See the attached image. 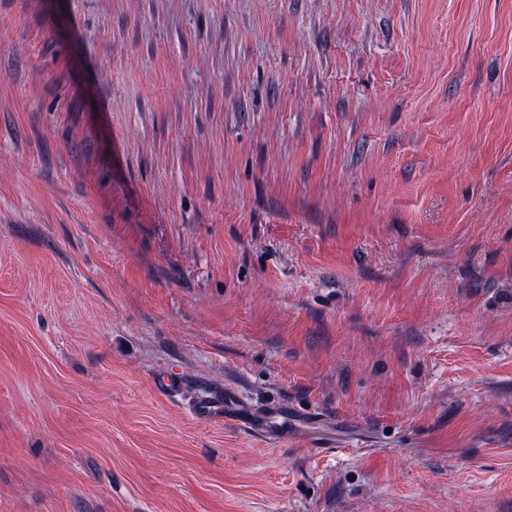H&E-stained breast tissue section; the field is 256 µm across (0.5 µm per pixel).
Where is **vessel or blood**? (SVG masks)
I'll return each mask as SVG.
<instances>
[{
  "label": "vessel or blood",
  "mask_w": 512,
  "mask_h": 512,
  "mask_svg": "<svg viewBox=\"0 0 512 512\" xmlns=\"http://www.w3.org/2000/svg\"><path fill=\"white\" fill-rule=\"evenodd\" d=\"M191 413L204 421H230L250 436L278 443L301 429L309 419V411H301L285 404L254 408L241 404L236 394L212 390L199 397L190 408Z\"/></svg>",
  "instance_id": "vessel-or-blood-1"
}]
</instances>
